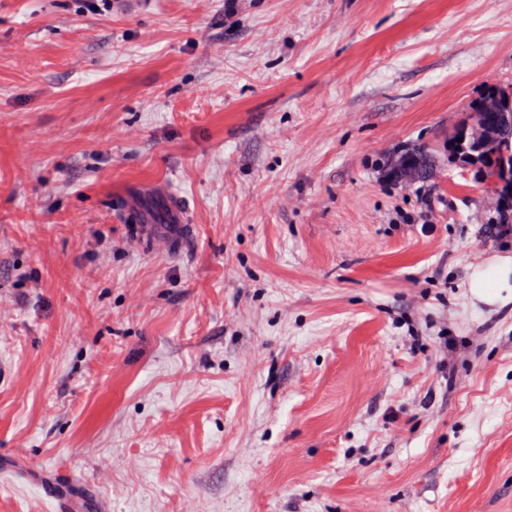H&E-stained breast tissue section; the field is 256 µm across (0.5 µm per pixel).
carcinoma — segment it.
I'll use <instances>...</instances> for the list:
<instances>
[{"label":"carcinoma","mask_w":512,"mask_h":512,"mask_svg":"<svg viewBox=\"0 0 512 512\" xmlns=\"http://www.w3.org/2000/svg\"><path fill=\"white\" fill-rule=\"evenodd\" d=\"M504 86L485 82L469 106L466 121L448 132V161L469 159L481 180L492 186L498 195L495 223H512V127H508L481 143L475 142L472 129L476 126L496 128L497 116L485 110V104L495 101L499 109L512 113V95L503 92ZM394 176L402 182L422 181L433 170V155L425 145H418L401 154L392 163Z\"/></svg>","instance_id":"obj_1"}]
</instances>
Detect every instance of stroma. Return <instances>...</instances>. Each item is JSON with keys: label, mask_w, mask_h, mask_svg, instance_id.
Wrapping results in <instances>:
<instances>
[{"label": "stroma", "mask_w": 512, "mask_h": 512, "mask_svg": "<svg viewBox=\"0 0 512 512\" xmlns=\"http://www.w3.org/2000/svg\"><path fill=\"white\" fill-rule=\"evenodd\" d=\"M486 80L512 0H0V512H512ZM433 162L431 149L420 144L398 156L391 169L400 182L422 181L431 175ZM510 276L512 278V257H503L498 259L489 267L476 270L470 277V292L479 301L493 303L497 300H506L511 297L512 284H509ZM510 291L505 296L501 291Z\"/></svg>", "instance_id": "1"}]
</instances>
